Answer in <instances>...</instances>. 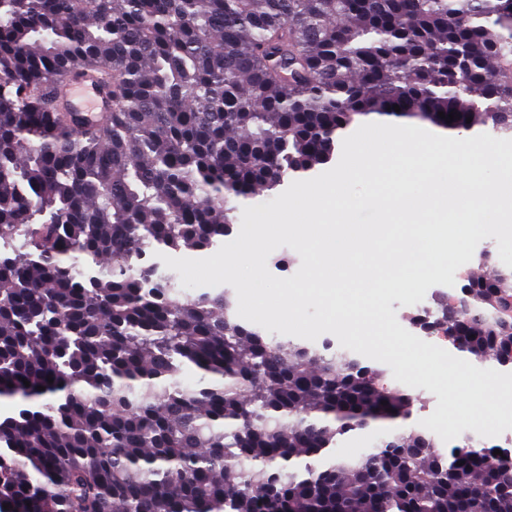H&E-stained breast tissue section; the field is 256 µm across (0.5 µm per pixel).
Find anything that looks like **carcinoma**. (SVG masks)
<instances>
[{"instance_id":"1","label":"carcinoma","mask_w":512,"mask_h":512,"mask_svg":"<svg viewBox=\"0 0 512 512\" xmlns=\"http://www.w3.org/2000/svg\"><path fill=\"white\" fill-rule=\"evenodd\" d=\"M86 74L112 99L97 122L57 92ZM371 116L512 138V0H0V400L17 401L0 415V502L512 512V468L471 440L446 455L412 431L333 453L420 398L142 264L212 249L238 200L327 163ZM463 280L459 305L415 322L504 366L512 268Z\"/></svg>"}]
</instances>
